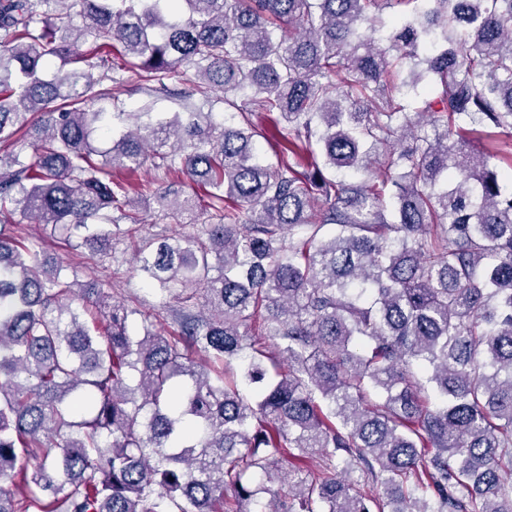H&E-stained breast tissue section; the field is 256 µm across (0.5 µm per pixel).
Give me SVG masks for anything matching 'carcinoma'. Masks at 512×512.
I'll return each mask as SVG.
<instances>
[{"label":"carcinoma","instance_id":"carcinoma-1","mask_svg":"<svg viewBox=\"0 0 512 512\" xmlns=\"http://www.w3.org/2000/svg\"><path fill=\"white\" fill-rule=\"evenodd\" d=\"M215 90L222 120L119 107ZM469 125L498 139L476 152ZM148 162L205 190L140 185L205 218L138 250L163 333L16 232L93 255L137 238L113 170ZM313 453L288 507L257 500L251 471ZM251 502L512 512V0H0V512Z\"/></svg>","mask_w":512,"mask_h":512}]
</instances>
